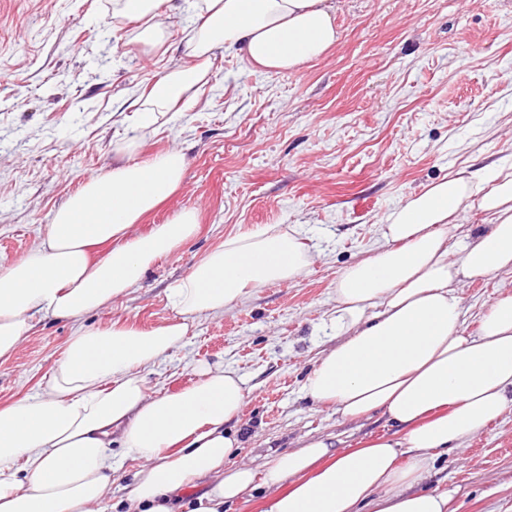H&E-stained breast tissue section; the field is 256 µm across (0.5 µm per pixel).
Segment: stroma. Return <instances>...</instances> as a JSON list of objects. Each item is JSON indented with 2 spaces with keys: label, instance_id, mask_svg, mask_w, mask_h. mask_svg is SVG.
I'll list each match as a JSON object with an SVG mask.
<instances>
[{
  "label": "stroma",
  "instance_id": "obj_1",
  "mask_svg": "<svg viewBox=\"0 0 512 512\" xmlns=\"http://www.w3.org/2000/svg\"><path fill=\"white\" fill-rule=\"evenodd\" d=\"M336 24L340 41L293 72L218 52L195 106L145 133L139 100L186 65L180 52L132 44L112 0H0V266L34 247L87 175L111 169L116 140L137 135L145 154L177 148L189 161L142 230L193 208L200 231L86 325L173 318L167 288L225 236L294 229L309 247L298 283L196 318L185 343L147 371L151 391L174 392L194 380L197 363L237 370L248 403L230 424L236 465L312 438L347 449L393 432L382 415L345 419L304 390L336 344L324 327L336 278L372 255L382 220L409 195L448 171L512 157V0H342ZM455 290L473 336L487 305L512 293V275ZM73 331L51 317L35 325L0 361V405L38 389ZM434 455L417 487L447 490L448 512H512V410Z\"/></svg>",
  "mask_w": 512,
  "mask_h": 512
}]
</instances>
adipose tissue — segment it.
Returning a JSON list of instances; mask_svg holds the SVG:
<instances>
[{"mask_svg": "<svg viewBox=\"0 0 512 512\" xmlns=\"http://www.w3.org/2000/svg\"><path fill=\"white\" fill-rule=\"evenodd\" d=\"M158 0H113L112 16L138 22L134 42L156 47ZM185 56L152 85L140 127L184 111L220 50L267 71H292L340 40V0H192ZM142 140L116 143L111 169L89 176L54 212L45 235L0 268V358L10 357L36 322L76 323L61 360L38 392L0 407V512H101L112 488V449L139 461L126 512H171L170 497L198 478L216 484L188 512H224L266 489L263 512H448L447 492L413 485L430 451L463 444L512 407V294L483 312L464 335L454 286L512 273V163L449 172L410 195L380 226L374 253L335 282L328 325L338 337L304 389L346 418L374 412L397 432L353 449L321 439L256 467L234 466L240 445L227 425L248 392L238 372L197 367L176 392L149 393L144 370L179 348L196 317L217 315L251 289L298 282L313 256L296 230L262 227L226 236L168 290L172 319L149 328L116 320L88 327L86 314L137 287L147 272L192 240L196 210L137 232L142 218L182 184L179 150L142 157ZM489 219L460 250L451 240L465 215Z\"/></svg>", "mask_w": 512, "mask_h": 512, "instance_id": "ef3b65f1", "label": "adipose tissue"}]
</instances>
